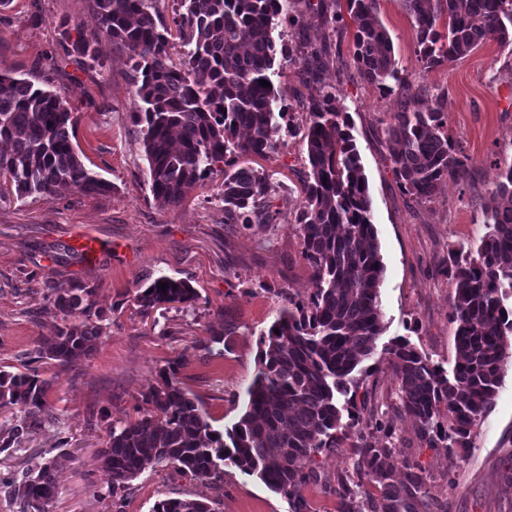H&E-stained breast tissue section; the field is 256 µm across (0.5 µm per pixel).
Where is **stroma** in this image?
I'll list each match as a JSON object with an SVG mask.
<instances>
[{"instance_id": "obj_1", "label": "stroma", "mask_w": 512, "mask_h": 512, "mask_svg": "<svg viewBox=\"0 0 512 512\" xmlns=\"http://www.w3.org/2000/svg\"><path fill=\"white\" fill-rule=\"evenodd\" d=\"M400 69L417 107L438 106L444 131L470 157L465 180L445 182L436 196L416 202L394 177L383 129L398 108L397 94L380 92L352 65L351 34L340 35L338 57L323 76L348 108L372 199L373 223L384 263L380 287L386 330L365 360L352 416L367 429L374 409H394L397 384L383 351L406 338L431 365L452 370L456 322L455 286L440 261L452 250L476 249L487 231L484 211L500 167L512 164V54L496 42L432 70L422 67L417 26L402 0H377ZM98 29L88 0H11L0 9V71L66 95L75 118L74 146L84 164L111 184V191L64 197L0 198V366L20 367L61 317L46 299L50 284L77 280L95 287L106 328L94 352L68 369L40 366L52 385L48 399L65 416L38 433L17 460L43 452L55 456L59 433L70 438L73 460L56 473L57 496L49 512H109L93 485L109 479L97 459L100 434L87 421L106 414L120 422L136 415L157 374L180 361L178 379L206 411L214 429L226 431L244 411L255 377L261 333L285 297H307L312 269L301 254L294 223L297 189L306 169L302 129L306 107L297 95L300 74L284 66L275 79L293 134L266 157L247 166L265 171L278 185L277 224L243 226L224 221L214 172L181 206L156 201L139 126L131 119L133 71L124 49L103 37L101 63L91 67L66 54L61 22ZM86 249V258L76 250ZM187 281L192 305L141 314L135 297L154 278ZM398 446L428 476L427 491L439 512H512L503 475L512 459V359L491 410L473 427L467 449L446 453L422 445L414 423L398 418ZM360 453L352 442L316 455L317 482L304 487L306 512H339L336 479L352 470ZM166 498L213 500L216 512H289L284 495L237 468L224 484L179 474L160 464L145 469L124 494L123 512H150Z\"/></svg>"}]
</instances>
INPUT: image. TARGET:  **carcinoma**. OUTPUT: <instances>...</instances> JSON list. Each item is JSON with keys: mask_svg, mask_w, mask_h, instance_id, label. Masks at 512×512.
<instances>
[{"mask_svg": "<svg viewBox=\"0 0 512 512\" xmlns=\"http://www.w3.org/2000/svg\"><path fill=\"white\" fill-rule=\"evenodd\" d=\"M160 0H89L99 34L78 38L66 54L100 64L98 35L123 47L131 62L133 120L141 126L152 195L182 204L218 165L224 166L219 196L226 224H275L276 190L268 175L238 165L243 155L273 151L287 113L278 107L273 32L281 22L298 24L300 3L322 18L320 45L288 47L308 89L328 69L330 38L353 29V66L382 92L404 96L385 129L387 160L399 186L429 201L443 182L463 180L469 157L443 132V113L419 110L407 76L399 69L376 0H346L347 15L327 0H180L168 25ZM417 25L419 55L430 70L461 58L487 41L512 47V0H402ZM446 17L444 27L438 26ZM179 53H174V50ZM178 55L173 59L172 55ZM270 83L264 87L260 80ZM74 121L67 100L54 91L0 72V176L20 198L101 194L111 185L86 168L71 137ZM308 169L301 178L302 201L294 211L303 257L312 268L307 298H288L268 332L260 337L258 371L247 388L239 420L222 433L180 386L175 361L161 369V382L142 400L150 409L120 424L101 420L100 467L110 481L94 495L117 505L150 464H170L214 485L224 467L255 476L305 512L303 487L318 481L314 456L338 448L355 422H342L341 398L358 385L353 373L375 351L385 331L380 307L384 265L372 221V200L349 112L336 88L323 86L307 99L304 134ZM494 205L485 212L487 232L475 251H449L448 277L455 282L452 318L458 323L451 374L435 367L406 339L384 347L399 384L401 412L416 425L428 448H465L472 427L493 405L506 360L512 356V165L497 175ZM166 284V290L158 284ZM95 289L73 282L48 286L47 300L62 324L38 341L23 370L0 369V492L22 512H46L56 491L55 473L65 452L34 454L14 469L15 452L61 414L47 393L50 383L37 364L63 368L90 356L103 334L105 312ZM196 299L187 282L155 278L136 295L142 314L165 304ZM279 332H274V329ZM446 416L448 423L440 422ZM384 443L360 448L364 477L336 480L339 512H433L417 462L400 459L390 419L372 418ZM378 488L364 489L363 478ZM151 512H215L202 500L167 498Z\"/></svg>", "mask_w": 512, "mask_h": 512, "instance_id": "obj_1", "label": "carcinoma"}]
</instances>
